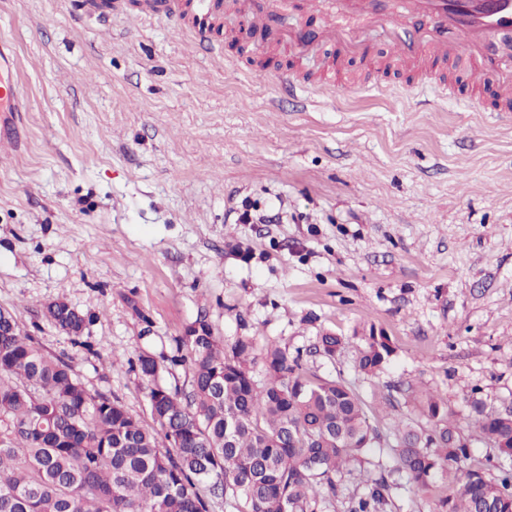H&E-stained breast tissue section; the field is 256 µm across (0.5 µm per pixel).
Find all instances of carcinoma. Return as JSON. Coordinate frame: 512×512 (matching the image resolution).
Masks as SVG:
<instances>
[{"label":"carcinoma","instance_id":"obj_1","mask_svg":"<svg viewBox=\"0 0 512 512\" xmlns=\"http://www.w3.org/2000/svg\"><path fill=\"white\" fill-rule=\"evenodd\" d=\"M44 311L73 344L90 348L83 337L93 315L64 300ZM180 343L188 391L159 381L163 357L129 362L148 389L147 427L118 398L90 394L69 364L0 309V512H212L218 498L236 512H323L338 495L336 475L355 472L362 487L345 512H387L392 485L364 472L382 436L354 389L307 374L279 347L266 350L258 381L251 341L228 346L203 317ZM343 344L324 334L316 349L333 358ZM393 352L371 329L356 367L375 376ZM404 395L419 418L394 426V471L418 490L448 476L455 490L437 512H512V402H475L479 437L500 460L488 479L448 409L429 393Z\"/></svg>","mask_w":512,"mask_h":512}]
</instances>
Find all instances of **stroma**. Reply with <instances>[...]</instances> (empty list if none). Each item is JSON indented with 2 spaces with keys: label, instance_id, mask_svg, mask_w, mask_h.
I'll return each instance as SVG.
<instances>
[{
  "label": "stroma",
  "instance_id": "1",
  "mask_svg": "<svg viewBox=\"0 0 512 512\" xmlns=\"http://www.w3.org/2000/svg\"><path fill=\"white\" fill-rule=\"evenodd\" d=\"M103 10L0 0L29 104L0 158V308L147 425L129 359L165 357L162 383L188 388L171 359L203 316L224 343L252 341L258 375L274 344L371 403L433 391L485 459L471 402L512 396V112L458 92L452 69L384 75L340 45L344 66L296 65L291 96L274 43L221 39L228 66L121 0L101 37ZM58 299L93 314L87 347L45 317ZM372 330L394 353L370 378L355 360ZM327 332L345 341L332 359L313 350ZM411 412L402 398L368 418L389 437ZM452 492L405 486L390 512H435Z\"/></svg>",
  "mask_w": 512,
  "mask_h": 512
}]
</instances>
